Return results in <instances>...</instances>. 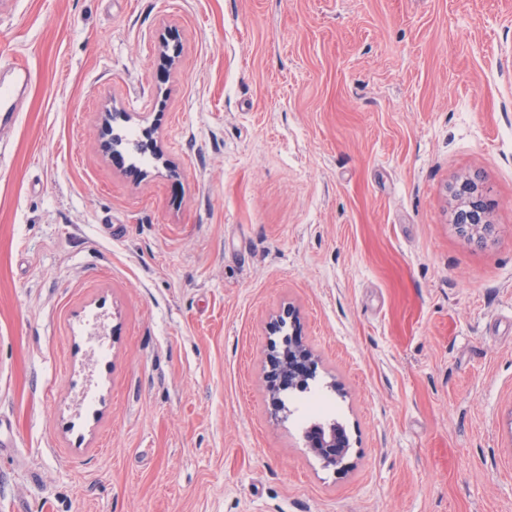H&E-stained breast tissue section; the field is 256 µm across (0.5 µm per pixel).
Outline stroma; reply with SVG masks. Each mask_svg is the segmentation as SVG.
<instances>
[{
	"mask_svg": "<svg viewBox=\"0 0 512 512\" xmlns=\"http://www.w3.org/2000/svg\"><path fill=\"white\" fill-rule=\"evenodd\" d=\"M0 48L35 73L0 128V512H512V0H0ZM290 307L341 473L271 417ZM117 119H122L123 121H129L130 116L126 112H111L108 114L107 119L104 123V126L102 128V135L103 138H105V146L110 151V155L112 156L113 162H115L120 167H125L126 163V156L123 153L122 150L118 149L117 143L113 142V135H112V122H114ZM126 169L135 175L142 173L141 170H139L136 166L133 164H128L126 166ZM457 206L454 224L462 234L482 240L492 231L493 224L488 220L492 203L479 191L475 182L464 179L455 190Z\"/></svg>",
	"mask_w": 512,
	"mask_h": 512,
	"instance_id": "1",
	"label": "stroma"
}]
</instances>
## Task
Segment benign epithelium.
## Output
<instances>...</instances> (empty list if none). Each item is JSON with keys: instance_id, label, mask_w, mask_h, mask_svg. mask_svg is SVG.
Wrapping results in <instances>:
<instances>
[{"instance_id": "1", "label": "benign epithelium", "mask_w": 512, "mask_h": 512, "mask_svg": "<svg viewBox=\"0 0 512 512\" xmlns=\"http://www.w3.org/2000/svg\"><path fill=\"white\" fill-rule=\"evenodd\" d=\"M117 119L130 120L125 112H111L102 128L105 146L110 151L112 161L137 175L141 173L136 166L126 164V156L113 142L112 122ZM457 206L454 212V224L459 231L469 237L481 240L489 235L493 225L488 220L492 208L479 191L475 182L463 180L455 190ZM271 339L266 372V387L273 407L274 416L286 419L292 411L282 406V394L286 390H301L314 383L318 377V360L302 338L298 316L288 309L268 322ZM303 445L326 467L341 472L349 467L351 442L346 428L334 421L318 420L306 427L302 434Z\"/></svg>"}]
</instances>
